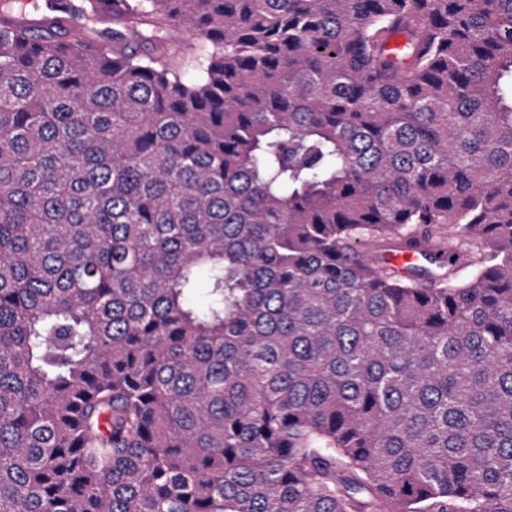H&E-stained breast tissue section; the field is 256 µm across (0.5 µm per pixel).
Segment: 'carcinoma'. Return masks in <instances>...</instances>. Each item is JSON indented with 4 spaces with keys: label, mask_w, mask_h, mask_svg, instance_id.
I'll use <instances>...</instances> for the list:
<instances>
[{
    "label": "carcinoma",
    "mask_w": 512,
    "mask_h": 512,
    "mask_svg": "<svg viewBox=\"0 0 512 512\" xmlns=\"http://www.w3.org/2000/svg\"><path fill=\"white\" fill-rule=\"evenodd\" d=\"M58 25L0 24V512H512V0Z\"/></svg>",
    "instance_id": "cac0c4a2"
}]
</instances>
